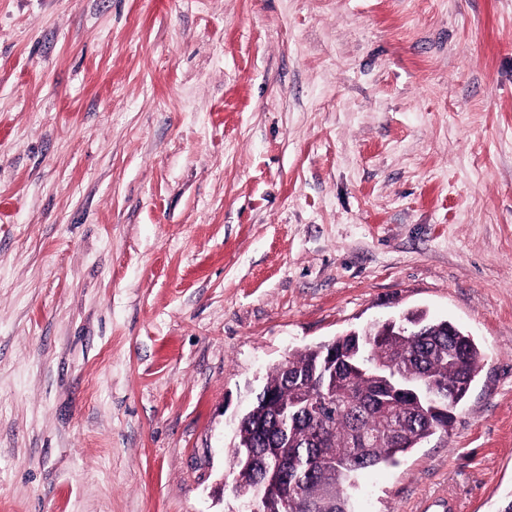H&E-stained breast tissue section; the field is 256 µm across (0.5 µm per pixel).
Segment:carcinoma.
Masks as SVG:
<instances>
[{"instance_id": "1", "label": "carcinoma", "mask_w": 512, "mask_h": 512, "mask_svg": "<svg viewBox=\"0 0 512 512\" xmlns=\"http://www.w3.org/2000/svg\"><path fill=\"white\" fill-rule=\"evenodd\" d=\"M380 337L356 348L350 333L288 357L265 388L270 400L257 398L239 429L233 449L236 485L268 482L277 495L295 494L292 512H356L358 475L394 466L398 458L438 432L452 419L437 407L453 410L467 396L479 371L481 353L472 338L411 312L393 328L378 326ZM336 348L334 400L312 424L303 413L284 424L277 409L300 397L298 373L319 364L324 350ZM268 448L282 452L269 466Z\"/></svg>"}]
</instances>
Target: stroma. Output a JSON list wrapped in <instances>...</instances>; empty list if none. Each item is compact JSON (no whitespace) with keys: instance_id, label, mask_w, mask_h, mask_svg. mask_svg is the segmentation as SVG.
Returning <instances> with one entry per match:
<instances>
[{"instance_id":"35a3bbf8","label":"stroma","mask_w":512,"mask_h":512,"mask_svg":"<svg viewBox=\"0 0 512 512\" xmlns=\"http://www.w3.org/2000/svg\"><path fill=\"white\" fill-rule=\"evenodd\" d=\"M482 353L357 512L512 498V0H0V512H242L289 355Z\"/></svg>"}]
</instances>
